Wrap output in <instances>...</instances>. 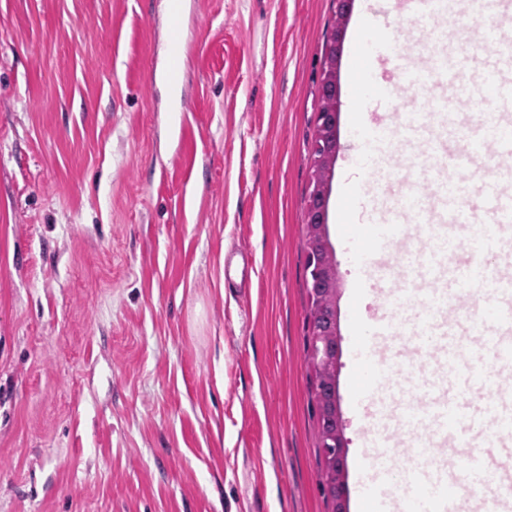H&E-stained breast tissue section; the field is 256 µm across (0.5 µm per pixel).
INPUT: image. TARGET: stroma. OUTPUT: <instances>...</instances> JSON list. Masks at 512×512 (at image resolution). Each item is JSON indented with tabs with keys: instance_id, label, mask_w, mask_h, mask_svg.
Returning a JSON list of instances; mask_svg holds the SVG:
<instances>
[{
	"instance_id": "1",
	"label": "stroma",
	"mask_w": 512,
	"mask_h": 512,
	"mask_svg": "<svg viewBox=\"0 0 512 512\" xmlns=\"http://www.w3.org/2000/svg\"><path fill=\"white\" fill-rule=\"evenodd\" d=\"M344 29L339 149L325 237L335 261L336 406L348 512L378 460L356 411L354 337L385 313L340 233L357 101ZM336 0H0V512H332L305 362L306 218L324 43ZM492 13L389 8L411 53L474 41ZM353 217L407 167L375 151ZM251 252L249 288L224 259Z\"/></svg>"
}]
</instances>
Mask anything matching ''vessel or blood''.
<instances>
[{"label": "vessel or blood", "instance_id": "vessel-or-blood-1", "mask_svg": "<svg viewBox=\"0 0 512 512\" xmlns=\"http://www.w3.org/2000/svg\"><path fill=\"white\" fill-rule=\"evenodd\" d=\"M485 35L493 52L480 95L491 107L471 129L462 160L447 157L442 135L455 127L468 99L455 87L462 70L475 61L469 44L439 49L408 68L400 39L364 36L352 60L355 81L372 85L380 101H389L395 81L407 83L413 103L402 114L403 126L411 134H430L413 158L417 190L399 195L392 187H380V194L393 200L390 218L381 224H344L346 235L361 239L372 258L384 257L387 245L407 237L413 226L424 249L414 258L420 284H405L387 296L391 304L402 299L420 305L421 314L408 329V349L390 356L371 349L372 336L399 331L386 316L370 335L357 339L358 403L370 401L375 385L387 375L398 372L414 380L390 408L397 423L411 432L409 467L397 477L392 455H383L363 479V512H461L465 490L477 512L512 507V470L499 469L494 458L473 455L444 467L433 464L436 448L470 444L490 422L502 453H512V391L500 385L502 375L512 371V275L494 273L484 262L496 251L501 234L512 230V126L499 121L512 112V35L496 23L486 26ZM488 151L497 163L483 185L449 179L450 171L473 164ZM469 224L475 227L470 260L444 276L439 260L455 257L457 230ZM474 287L493 292L494 298L488 312L472 322L461 312V299ZM474 390L482 394L476 403L468 399Z\"/></svg>", "mask_w": 512, "mask_h": 512}]
</instances>
